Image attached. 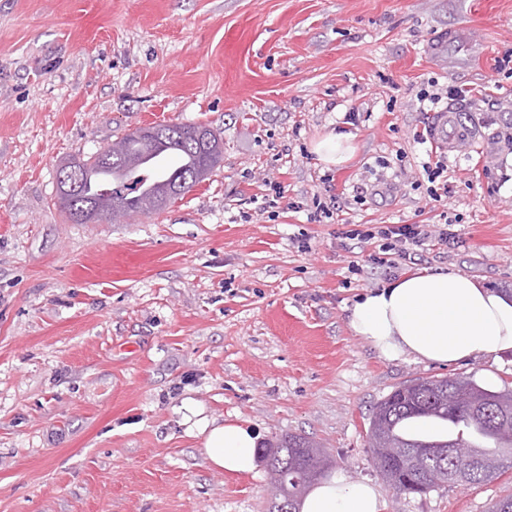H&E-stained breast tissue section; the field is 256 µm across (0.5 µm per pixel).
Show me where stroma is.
<instances>
[{
  "label": "stroma",
  "mask_w": 512,
  "mask_h": 512,
  "mask_svg": "<svg viewBox=\"0 0 512 512\" xmlns=\"http://www.w3.org/2000/svg\"><path fill=\"white\" fill-rule=\"evenodd\" d=\"M510 55L512 0H0V512H267L265 467L210 468L186 399L264 443L309 434L381 512H490L512 495V470L396 493L366 438L405 380L512 389V351L390 361L347 322L358 296L417 269L512 295ZM431 81L465 90L475 138L428 205L413 184ZM168 123L223 139L208 179L132 223L66 218L62 162ZM329 133L352 137L342 165L314 151ZM332 189L349 208L316 218ZM349 221L448 225L463 245L387 274L344 248Z\"/></svg>",
  "instance_id": "obj_1"
}]
</instances>
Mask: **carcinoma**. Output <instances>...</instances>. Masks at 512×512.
I'll return each mask as SVG.
<instances>
[{
    "mask_svg": "<svg viewBox=\"0 0 512 512\" xmlns=\"http://www.w3.org/2000/svg\"><path fill=\"white\" fill-rule=\"evenodd\" d=\"M190 129L182 124L140 128L105 149L104 159L97 153L77 159V188L58 198L60 208L72 220L88 207L110 205L115 213L127 205L146 213L157 210L156 202L178 198L174 189L189 179L205 180L224 158L222 139L214 131H209L208 150L202 151ZM376 424L384 427L390 445L400 449L391 469L399 493L428 492L427 474L435 470L445 472L448 483L463 476L480 484L512 469V454L492 459L485 452L512 448V390H489L472 375L419 378L395 388L372 407L368 426ZM460 442L473 449L470 458L452 451ZM316 447L310 437L290 434L259 448L261 455L272 453L271 465L278 466L294 490L291 512H298L302 496L295 489L309 487L306 452Z\"/></svg>",
    "mask_w": 512,
    "mask_h": 512,
    "instance_id": "obj_1",
    "label": "carcinoma"
}]
</instances>
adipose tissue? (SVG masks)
Listing matches in <instances>:
<instances>
[{"mask_svg": "<svg viewBox=\"0 0 512 512\" xmlns=\"http://www.w3.org/2000/svg\"><path fill=\"white\" fill-rule=\"evenodd\" d=\"M348 326L388 360L455 363L512 350V299L456 272H417L357 300ZM186 421L203 435L211 468L229 473L253 469L258 436L250 427L202 417L193 401L182 405ZM379 494L368 483L337 474L315 485L300 512H379Z\"/></svg>", "mask_w": 512, "mask_h": 512, "instance_id": "obj_1", "label": "adipose tissue"}]
</instances>
